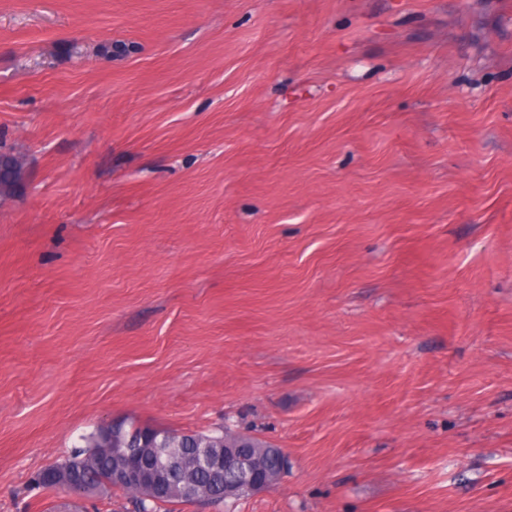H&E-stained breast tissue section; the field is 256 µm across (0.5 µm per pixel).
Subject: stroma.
Listing matches in <instances>:
<instances>
[{
	"label": "stroma",
	"mask_w": 512,
	"mask_h": 512,
	"mask_svg": "<svg viewBox=\"0 0 512 512\" xmlns=\"http://www.w3.org/2000/svg\"><path fill=\"white\" fill-rule=\"evenodd\" d=\"M0 151V512L113 419L512 512V0H0Z\"/></svg>",
	"instance_id": "35a3bbf8"
}]
</instances>
